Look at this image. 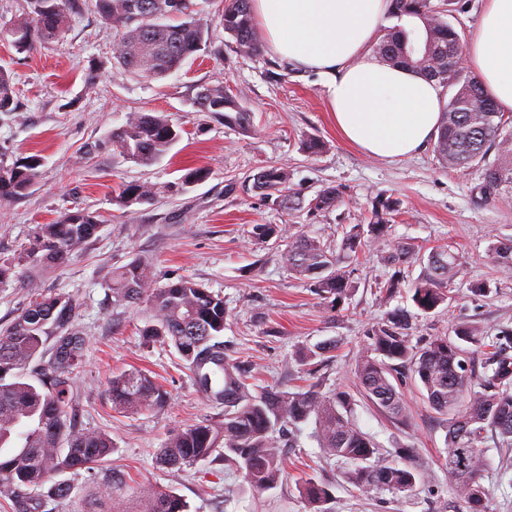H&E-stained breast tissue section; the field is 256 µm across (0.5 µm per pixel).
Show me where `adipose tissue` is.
<instances>
[{
	"label": "adipose tissue",
	"instance_id": "obj_1",
	"mask_svg": "<svg viewBox=\"0 0 512 512\" xmlns=\"http://www.w3.org/2000/svg\"><path fill=\"white\" fill-rule=\"evenodd\" d=\"M252 11L279 57L324 75L328 106L347 142L395 159L437 136L448 104L442 88L369 50L392 0H252ZM463 60L499 111L512 114V0H484Z\"/></svg>",
	"mask_w": 512,
	"mask_h": 512
}]
</instances>
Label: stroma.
Segmentation results:
<instances>
[{
  "mask_svg": "<svg viewBox=\"0 0 512 512\" xmlns=\"http://www.w3.org/2000/svg\"><path fill=\"white\" fill-rule=\"evenodd\" d=\"M222 8V0L205 5L213 19L207 51L158 80L113 66L114 32L89 5L52 43L20 54L0 39V68L11 74L18 96L17 111L0 112V161L41 157L28 195L0 207V261L28 244L34 225L52 222L65 209L79 206L101 218L83 252L44 272L40 285L73 299L76 323L87 340L85 363L73 374L82 394L77 419L86 428L109 432L114 449L95 474H68L71 495L47 501L45 512H97L93 480L112 473L124 478L125 495L139 485H158L184 498L190 512H311L300 491L308 479L329 486V512H438L442 504L447 512H464L444 470L445 418L428 406L407 373L400 390L413 413L408 425L392 422L360 397L353 415L385 456L394 457L400 447L413 449V463L427 477L412 491H358L344 479L343 464L319 447L310 422L284 451L280 483L263 492L225 469L216 456L180 469L156 462L159 448L177 429L221 419L224 408L196 388L173 348L144 340L148 308L113 304V268L142 259L152 263L157 285L188 277L219 293L228 312L224 350L261 386L296 385L306 369L304 352L327 339L336 347L314 384L327 395L353 383L367 330L387 313L412 307L409 288L420 265L406 268V281L396 293L377 288L393 272L387 256L398 242L426 252L448 247L462 258L454 300L414 318L412 342L453 335L461 323L491 337L512 328V271H503L487 253L492 236L512 237V203L482 199L479 170L442 165L433 145L388 161L346 143L328 110L321 78L283 66L268 49L255 57L235 54L216 21ZM205 83L226 86L250 113L249 130L195 111L192 98ZM133 111L165 113L181 131L170 153L153 166L126 160L110 146L113 128ZM310 135L326 142V152L311 157L302 151L301 142ZM197 166L209 168L208 179L181 193L131 211L116 202L122 183L174 182ZM266 166L287 168L290 188L303 198L334 186L343 201L318 214L287 213L258 194L227 191V183ZM381 199L399 207L388 216L383 240L346 260L353 287L335 306L288 271L279 252L250 238L255 224H299L309 236L336 245L350 225L368 223ZM476 280L489 281L490 292L472 296L469 286ZM134 368L164 385L167 406L137 414L113 410L112 377ZM485 446L489 472L482 485L489 512H512V451L493 438Z\"/></svg>",
  "mask_w": 512,
  "mask_h": 512,
  "instance_id": "stroma-1",
  "label": "stroma"
}]
</instances>
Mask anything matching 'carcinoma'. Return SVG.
<instances>
[{
	"label": "carcinoma",
	"instance_id": "obj_1",
	"mask_svg": "<svg viewBox=\"0 0 512 512\" xmlns=\"http://www.w3.org/2000/svg\"><path fill=\"white\" fill-rule=\"evenodd\" d=\"M83 0H30L31 13L16 18L6 34L17 52L59 38L81 10ZM96 14L117 33L113 64L147 79H162L180 70L205 49L211 19L196 0H92ZM252 0H224L220 25L234 52L257 56L263 52L252 14ZM447 9L432 0H394V15L407 25L383 30L375 52L384 61L411 70L450 94L436 138L435 152L454 168L479 167L485 199L512 201V116L498 111L481 83L459 65L460 33L446 18ZM184 21L173 23L171 19ZM199 112L224 118V125L246 130L250 113L221 84H201L193 97ZM18 110L10 75L0 69V112ZM181 138L164 114L130 112L112 129L110 143L122 157L141 166L159 162ZM40 159L21 157L0 162V205L25 197L34 183ZM210 171L194 167L179 181L157 186L150 182L121 187L117 202L123 208L154 201L160 194L179 192L205 181ZM242 188L258 193L284 211H295L299 197L288 187V171L266 167L246 177ZM336 187L321 190L308 205L310 212H326L340 205ZM385 210L373 207L369 224H354L344 233L340 253L302 231L271 224L252 225L251 237L261 246L288 247L280 252L288 269L307 279L326 299L340 302L350 291V272L341 267L340 254H356L378 243L386 231ZM98 216L81 207L65 210L55 222L37 224L29 243L0 262V283L21 280L28 304L0 331V495L19 506V512H41L45 498L64 500L72 486L57 476L95 469L112 453V438L75 421L81 393L71 374L85 359L86 337L75 324V306L66 294H47L38 272L64 264L82 251L95 235ZM489 257L512 271V239L493 236ZM388 260L394 273L378 289L391 294L404 281V267L422 266L412 283L411 301L428 315L454 299L452 284L461 266L459 254L447 249L423 255L409 243H397ZM112 298L127 306L148 307L154 323L142 336L174 348L200 391L224 405V418H205L186 425L164 444L160 466L181 469L219 451L224 464L239 471L255 489L276 487L284 475L281 438L314 419V437L324 453L352 464L343 477L362 492L378 489L408 492L422 471L410 463L411 448L396 452L398 460L382 456L368 434L353 422L351 388L330 395L316 387L295 390L257 388L224 354L227 311L224 298L196 281L181 277L156 286L152 266L135 260L112 272ZM412 315L397 309L367 333L368 347L356 362L354 388L375 408L405 424L408 407L393 379L406 367L422 387L429 407L446 417L448 482L467 512H487L481 484L487 466L485 442L498 439L512 448V329L487 339L465 323L455 328L456 340L433 336L420 345L409 340ZM482 354V370L471 365ZM37 361L28 374L24 370ZM168 392L145 372L133 369L112 378V408L138 413L163 408ZM120 481L97 485V499L112 501V512H129L117 495ZM48 488L47 497L31 491ZM302 496L313 512H328L329 486L309 481ZM136 512H189L181 496L155 485L135 489Z\"/></svg>",
	"mask_w": 512,
	"mask_h": 512
}]
</instances>
